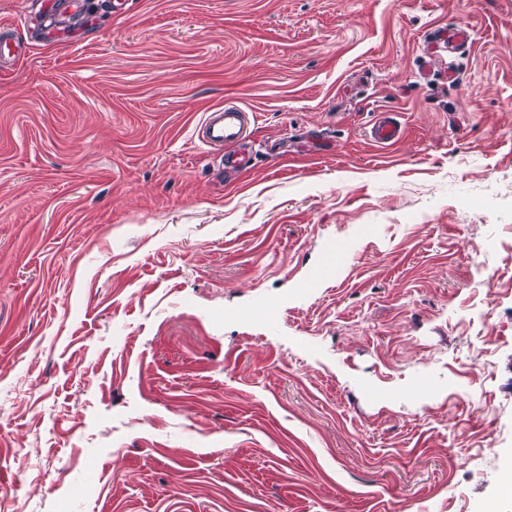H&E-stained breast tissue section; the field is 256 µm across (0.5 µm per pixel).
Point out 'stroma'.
I'll return each mask as SVG.
<instances>
[{
	"label": "stroma",
	"mask_w": 512,
	"mask_h": 512,
	"mask_svg": "<svg viewBox=\"0 0 512 512\" xmlns=\"http://www.w3.org/2000/svg\"><path fill=\"white\" fill-rule=\"evenodd\" d=\"M510 467L512 0H92L0 67V512H512ZM470 39V34L461 29H442L439 30L433 40V47H442L448 50V56H452L456 51ZM255 126L254 112L236 104L212 106L197 129V138L205 146L224 150V170L246 172L248 164L242 146L250 138ZM404 136V127L392 112H379L368 131L370 140L378 145L392 146Z\"/></svg>",
	"instance_id": "1"
}]
</instances>
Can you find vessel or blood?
<instances>
[{
    "instance_id": "obj_1",
    "label": "vessel or blood",
    "mask_w": 512,
    "mask_h": 512,
    "mask_svg": "<svg viewBox=\"0 0 512 512\" xmlns=\"http://www.w3.org/2000/svg\"><path fill=\"white\" fill-rule=\"evenodd\" d=\"M85 5L86 0H40V22L28 42L15 40L12 26L0 23V61H18L26 58L34 45L55 43L61 31L58 17L84 18ZM469 39L468 31L448 28L435 34L433 44L453 54ZM254 126L255 114L250 110L230 103L212 106L205 111L197 138L203 145L223 150L225 170L245 172L249 164L242 147L252 135ZM368 136L375 144L392 146L403 138L404 128L394 113L381 112L375 117Z\"/></svg>"
}]
</instances>
